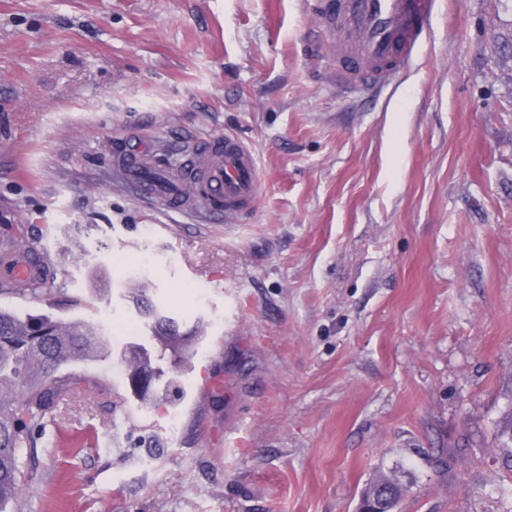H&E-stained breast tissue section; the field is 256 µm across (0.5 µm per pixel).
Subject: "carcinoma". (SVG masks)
Returning <instances> with one entry per match:
<instances>
[{
    "instance_id": "carcinoma-1",
    "label": "carcinoma",
    "mask_w": 512,
    "mask_h": 512,
    "mask_svg": "<svg viewBox=\"0 0 512 512\" xmlns=\"http://www.w3.org/2000/svg\"><path fill=\"white\" fill-rule=\"evenodd\" d=\"M24 234L0 239V260L22 252ZM45 277L23 287L0 277V292L25 297L34 295ZM137 307L153 318L151 332L160 344L159 360L153 365L148 352H135L127 359L129 387L142 399H151L156 383L168 376L166 391L179 388L184 363L193 355L191 341L202 333L199 326L182 329L175 319L162 315L144 294L136 296ZM105 330L84 321H61L50 314H27L0 310V512H8L30 490L32 477L19 463L23 448H35L45 422L58 410L62 397L74 389L60 374L63 365L97 355L104 345Z\"/></svg>"
}]
</instances>
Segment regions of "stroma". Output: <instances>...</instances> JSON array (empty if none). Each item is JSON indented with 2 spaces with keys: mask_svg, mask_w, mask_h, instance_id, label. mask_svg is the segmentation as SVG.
I'll return each mask as SVG.
<instances>
[{
  "mask_svg": "<svg viewBox=\"0 0 512 512\" xmlns=\"http://www.w3.org/2000/svg\"><path fill=\"white\" fill-rule=\"evenodd\" d=\"M304 0H0V233L49 258L0 309L101 324L65 375L21 512H512V0H438L377 98L339 82ZM231 134L261 192L223 221L112 179ZM207 327L176 401L142 405L130 290ZM178 416V433L169 430ZM399 489L401 486L395 481L369 485L360 496L357 512H386V502L397 494Z\"/></svg>",
  "mask_w": 512,
  "mask_h": 512,
  "instance_id": "1",
  "label": "stroma"
}]
</instances>
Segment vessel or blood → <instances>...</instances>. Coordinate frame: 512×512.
Wrapping results in <instances>:
<instances>
[{
  "label": "vessel or blood",
  "mask_w": 512,
  "mask_h": 512,
  "mask_svg": "<svg viewBox=\"0 0 512 512\" xmlns=\"http://www.w3.org/2000/svg\"><path fill=\"white\" fill-rule=\"evenodd\" d=\"M438 0H308L317 19L350 18L359 34L352 52L358 63L346 73V86L375 96L403 72L426 38ZM197 175L185 184L174 171L149 168L146 157L132 154L116 169L122 183L149 200L178 212L232 216L251 207L261 182L252 151L238 138L221 136L207 150L191 155Z\"/></svg>",
  "instance_id": "1"
}]
</instances>
